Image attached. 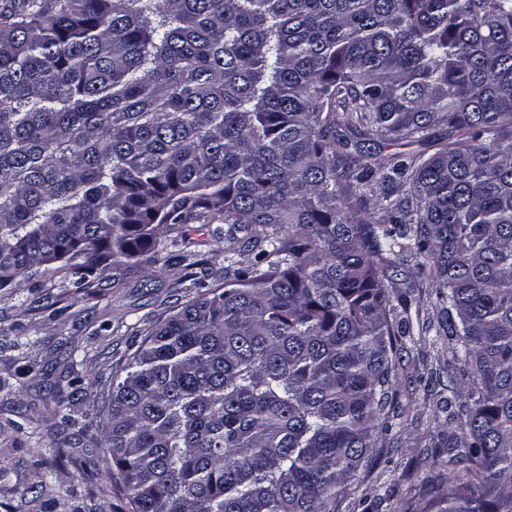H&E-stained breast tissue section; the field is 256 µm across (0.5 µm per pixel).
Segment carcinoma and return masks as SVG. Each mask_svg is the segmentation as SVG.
<instances>
[{"label": "carcinoma", "mask_w": 512, "mask_h": 512, "mask_svg": "<svg viewBox=\"0 0 512 512\" xmlns=\"http://www.w3.org/2000/svg\"><path fill=\"white\" fill-rule=\"evenodd\" d=\"M215 221L254 261L96 409L128 512H337L396 413L412 260L473 383L407 512H512V0H0V288L62 261L93 294Z\"/></svg>", "instance_id": "obj_1"}]
</instances>
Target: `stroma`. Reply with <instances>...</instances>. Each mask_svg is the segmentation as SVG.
<instances>
[{
    "mask_svg": "<svg viewBox=\"0 0 512 512\" xmlns=\"http://www.w3.org/2000/svg\"><path fill=\"white\" fill-rule=\"evenodd\" d=\"M221 223L201 226L188 246H167L156 273L144 268L105 270L95 294L77 288L68 273L53 266L34 268L21 286L0 288V512H127L125 498L107 478L79 479L81 449L61 443L62 414L56 408L68 381V354L99 374L101 384L124 366L151 326L186 302L181 278L221 283L225 258L240 265L254 259L241 237L225 235ZM193 253L194 266L181 256ZM392 284L403 298L412 334L405 337L402 366L394 389L400 406L381 441L385 450L351 481L356 498L340 512H404L410 488L448 476L447 384L468 388L469 376L448 367V339L423 333L440 304L434 289Z\"/></svg>",
    "mask_w": 512,
    "mask_h": 512,
    "instance_id": "1",
    "label": "stroma"
}]
</instances>
